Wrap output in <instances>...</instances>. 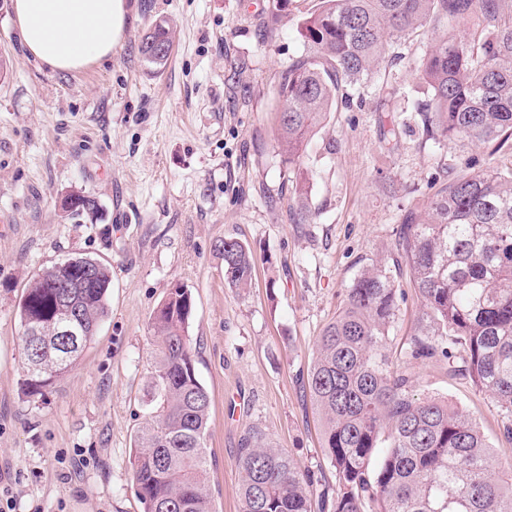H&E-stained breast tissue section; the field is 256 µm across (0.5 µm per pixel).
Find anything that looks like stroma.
<instances>
[{"label": "stroma", "instance_id": "35a3bbf8", "mask_svg": "<svg viewBox=\"0 0 512 512\" xmlns=\"http://www.w3.org/2000/svg\"><path fill=\"white\" fill-rule=\"evenodd\" d=\"M319 0H137L110 62L53 72L28 57L11 0H0V489L13 512H143L134 437L148 418L151 318L175 284L195 306L196 372L212 397L208 454L216 512H238L237 451L262 430L302 465L335 476L302 387L322 328L371 262L403 290L390 333L409 342L420 301L394 245L408 212L430 204L466 157L512 167V151L465 154L426 140L417 123V64L433 38L390 47L381 80L345 87L309 141L307 206L297 221L291 173L276 142L281 74L306 52L299 24ZM166 21L171 52L148 66L139 46ZM395 118L398 135L383 128ZM94 197L76 215L68 195ZM250 247L251 288L224 283L225 237ZM83 255L110 266L109 312L79 364L45 398L21 388L16 307L43 269ZM418 396L458 403L500 468L512 466L504 416L444 362L396 363Z\"/></svg>", "mask_w": 512, "mask_h": 512}]
</instances>
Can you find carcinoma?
Instances as JSON below:
<instances>
[{
  "instance_id": "cac0c4a2",
  "label": "carcinoma",
  "mask_w": 512,
  "mask_h": 512,
  "mask_svg": "<svg viewBox=\"0 0 512 512\" xmlns=\"http://www.w3.org/2000/svg\"><path fill=\"white\" fill-rule=\"evenodd\" d=\"M505 0H320L299 33L307 53L288 64L276 112L279 155L297 169L298 223L307 224L309 137L336 105L341 87L370 83L386 49L430 28L437 32L417 68L426 97L416 112L427 137L460 146L512 150V12ZM171 48L161 22L144 34L145 62L164 65ZM94 216L96 200L68 196ZM419 295L422 317L400 358L445 359L506 411L512 442V168L454 175L429 209L407 215L396 243ZM90 267L92 287L72 288ZM250 248L224 238V284L251 286ZM110 268L72 256L35 276L17 305L20 327H40V345L21 336L23 391L44 396L76 365L85 345L53 335L62 303L91 340L108 312ZM401 295L380 266L347 289L343 307L317 336L305 388L321 416V447L336 488L248 428L238 448L239 512H310L318 495L331 512H512V475L495 470L476 420L445 397H417L392 370L389 332ZM188 288H173L151 318L155 364L149 419L139 430L133 479L143 512H214L206 438L211 396L199 381L187 336ZM42 369L31 373L30 358Z\"/></svg>"
}]
</instances>
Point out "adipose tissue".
Returning <instances> with one entry per match:
<instances>
[{"label": "adipose tissue", "mask_w": 512, "mask_h": 512, "mask_svg": "<svg viewBox=\"0 0 512 512\" xmlns=\"http://www.w3.org/2000/svg\"><path fill=\"white\" fill-rule=\"evenodd\" d=\"M12 12L28 56L74 72L111 59L134 8L131 0H13Z\"/></svg>", "instance_id": "1"}]
</instances>
